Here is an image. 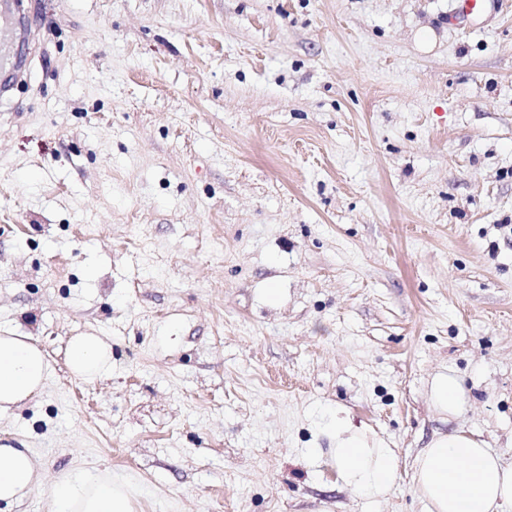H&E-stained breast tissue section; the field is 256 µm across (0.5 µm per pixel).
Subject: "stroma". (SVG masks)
Here are the masks:
<instances>
[{
  "mask_svg": "<svg viewBox=\"0 0 512 512\" xmlns=\"http://www.w3.org/2000/svg\"><path fill=\"white\" fill-rule=\"evenodd\" d=\"M456 6L12 8L0 332L52 370L0 413L45 480L0 512H53L49 482L86 470L133 479L135 512H427L408 472L434 434L512 458V0ZM84 332L108 378L71 374ZM339 408L397 448L387 498L309 467ZM67 354L70 371L76 378L95 381L112 373V346L103 336H73ZM430 399L440 414H455L462 403V389L457 376L447 370L435 374L430 384Z\"/></svg>",
  "mask_w": 512,
  "mask_h": 512,
  "instance_id": "stroma-1",
  "label": "stroma"
}]
</instances>
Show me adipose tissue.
<instances>
[{
	"mask_svg": "<svg viewBox=\"0 0 512 512\" xmlns=\"http://www.w3.org/2000/svg\"><path fill=\"white\" fill-rule=\"evenodd\" d=\"M67 354L76 378L94 381L112 372V346L104 337H72ZM49 371L45 352L31 336L0 332V411L38 396ZM327 434L329 450L307 449L310 466L330 464L337 482L362 497L383 499L392 492L399 472L396 449L340 411ZM38 483L30 449L0 445V502L18 501ZM411 484L427 512H504L512 505V460L463 431L438 433L413 460ZM50 495L54 512H134L129 480L107 471L62 474Z\"/></svg>",
	"mask_w": 512,
	"mask_h": 512,
	"instance_id": "1",
	"label": "adipose tissue"
}]
</instances>
